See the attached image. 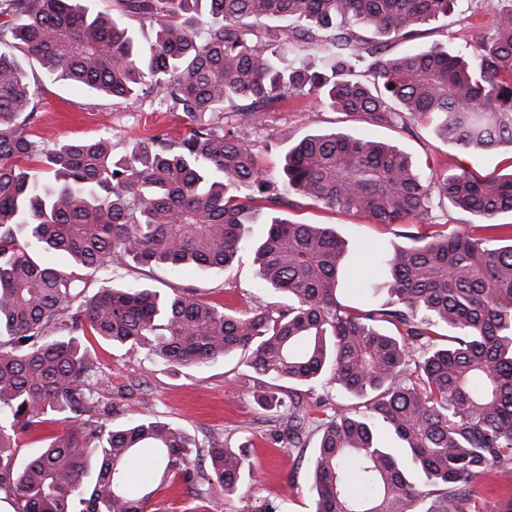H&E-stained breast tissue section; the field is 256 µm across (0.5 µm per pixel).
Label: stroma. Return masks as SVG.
I'll list each match as a JSON object with an SVG mask.
<instances>
[{
	"label": "stroma",
	"instance_id": "35a3bbf8",
	"mask_svg": "<svg viewBox=\"0 0 512 512\" xmlns=\"http://www.w3.org/2000/svg\"><path fill=\"white\" fill-rule=\"evenodd\" d=\"M489 0H457L454 11L421 29L418 46L443 44L456 50L477 28H490ZM36 93V108L29 122L35 139L46 148L76 137L111 130L116 150L159 133L184 134L188 120L178 112L160 109L156 99L144 95L126 101L99 97L63 82L50 81L40 64L24 59ZM352 129L369 138L397 146L407 153L422 174H445L460 165L487 175L512 171V145L475 159L451 150L439 139L431 121L413 117L408 125L369 124L317 105L309 98H291L258 113L254 125V151L260 166L277 175L288 147L305 136L325 130ZM286 216L295 222L324 224L347 244L346 276L340 296L344 303L358 299L359 287L372 270V258L382 246H406L409 236L431 238L468 227L471 217L448 200H433L426 216H410L396 224H375L359 213L328 209L298 195L288 198ZM117 284H136L164 291H190L199 301L245 310L258 301L287 306L288 297L259 290L251 255L223 269L187 270L171 274L161 269L120 270ZM85 344L103 372L98 388L101 404L110 406L113 427L135 417L155 418L184 429L198 447L220 441L230 448L249 443V459L258 471L233 497L214 493L201 499L182 482L158 489L155 473L140 468L137 482L155 487L148 512H265L268 505L284 504L286 512H313L312 478L296 449L274 443L278 423L254 400L252 371L235 355L179 373L170 372L141 350L115 347L88 336Z\"/></svg>",
	"mask_w": 512,
	"mask_h": 512
}]
</instances>
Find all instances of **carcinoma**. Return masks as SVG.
I'll return each instance as SVG.
<instances>
[{
  "label": "carcinoma",
  "instance_id": "carcinoma-1",
  "mask_svg": "<svg viewBox=\"0 0 512 512\" xmlns=\"http://www.w3.org/2000/svg\"><path fill=\"white\" fill-rule=\"evenodd\" d=\"M453 2L115 0L111 15L83 0H0V494L15 512H147L175 479L233 495L254 477L242 448L215 443L194 457L169 423L111 427L88 332L173 372L246 355L258 405L282 412L277 441L301 452L311 419L282 383L313 391L330 374L359 402L315 427L313 512H469L477 478L512 473V234L502 246L462 230L379 250L381 282L367 279L370 297L352 306L338 297L345 242L277 210L298 194L396 224L428 213L436 194L498 229L512 173L427 178L397 147L335 129L288 148L280 195L251 138L254 113L304 96L376 123L426 115L474 158L512 144V3L491 0L492 29L454 52L412 45ZM130 18L154 23V40L140 41ZM390 41L405 48L389 55ZM19 42L53 81L115 99L149 93L191 128L119 155L108 135L44 149L16 122L34 97ZM223 112L241 123L224 127ZM251 224L265 237L249 240ZM34 246L67 256L68 269L36 261ZM244 249L258 287L288 294V309L114 284L117 268L223 269ZM82 270L104 273L91 295ZM434 328L448 331L446 347L424 342ZM378 422L400 447L379 444ZM47 423L63 430L17 465V436ZM144 462L160 482L135 490L131 470Z\"/></svg>",
  "mask_w": 512,
  "mask_h": 512
}]
</instances>
